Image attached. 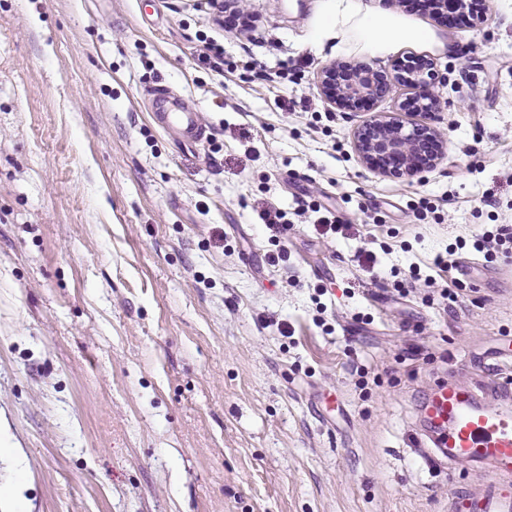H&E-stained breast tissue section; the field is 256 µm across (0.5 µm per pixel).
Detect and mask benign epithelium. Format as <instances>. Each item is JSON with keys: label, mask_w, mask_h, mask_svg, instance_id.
<instances>
[{"label": "benign epithelium", "mask_w": 512, "mask_h": 512, "mask_svg": "<svg viewBox=\"0 0 512 512\" xmlns=\"http://www.w3.org/2000/svg\"><path fill=\"white\" fill-rule=\"evenodd\" d=\"M446 82L434 62L417 58L392 72L368 64L333 63L320 71L317 89L329 104L352 110L371 98L387 96L400 86L409 90L401 101L402 108L429 115L439 107V88ZM351 138L363 163L392 177L412 176L435 168L446 145L440 131L429 122H409L400 112L372 117L353 130Z\"/></svg>", "instance_id": "1"}]
</instances>
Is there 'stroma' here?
I'll return each instance as SVG.
<instances>
[{"mask_svg": "<svg viewBox=\"0 0 512 512\" xmlns=\"http://www.w3.org/2000/svg\"><path fill=\"white\" fill-rule=\"evenodd\" d=\"M318 5L247 0L220 27L207 0H0V487L20 494L0 512H448L478 487L416 452L414 404L512 343V261L468 245L512 227V0L478 25L413 0L437 44L374 58L448 78L431 116L448 146L402 179L349 138L402 93L342 111L316 88L362 58L312 49ZM202 31L223 74L195 63ZM164 88L210 140L158 127ZM419 197L436 213L417 218ZM302 199L348 234L296 216ZM269 204L293 222L279 246ZM461 239L454 308L395 290ZM364 370L378 383L359 388Z\"/></svg>", "mask_w": 512, "mask_h": 512, "instance_id": "35a3bbf8", "label": "stroma"}]
</instances>
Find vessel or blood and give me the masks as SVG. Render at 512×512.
Returning <instances> with one entry per match:
<instances>
[{"instance_id": "b4317fda", "label": "vessel or blood", "mask_w": 512, "mask_h": 512, "mask_svg": "<svg viewBox=\"0 0 512 512\" xmlns=\"http://www.w3.org/2000/svg\"><path fill=\"white\" fill-rule=\"evenodd\" d=\"M157 124L188 143L206 139L199 113L183 98L158 92L151 101ZM423 422L417 445L444 465L465 461L485 471L480 489L455 490L449 512H512V375L491 374L488 381L437 380L418 396Z\"/></svg>"}]
</instances>
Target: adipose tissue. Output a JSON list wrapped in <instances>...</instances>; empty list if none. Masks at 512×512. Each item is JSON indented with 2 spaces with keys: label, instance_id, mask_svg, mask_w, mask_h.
Wrapping results in <instances>:
<instances>
[{
  "label": "adipose tissue",
  "instance_id": "1",
  "mask_svg": "<svg viewBox=\"0 0 512 512\" xmlns=\"http://www.w3.org/2000/svg\"><path fill=\"white\" fill-rule=\"evenodd\" d=\"M331 38L336 41L337 52L355 50L371 57L387 55L404 43L437 41L431 31L416 21L365 5L364 0H321L311 44L320 51Z\"/></svg>",
  "mask_w": 512,
  "mask_h": 512
}]
</instances>
